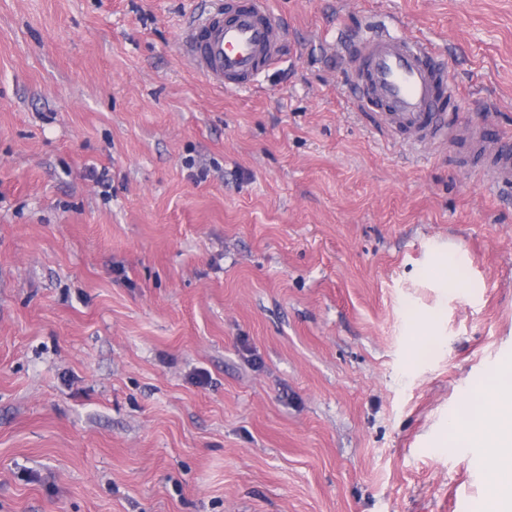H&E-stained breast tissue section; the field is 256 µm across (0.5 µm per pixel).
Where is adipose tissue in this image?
Returning a JSON list of instances; mask_svg holds the SVG:
<instances>
[{
	"label": "adipose tissue",
	"mask_w": 512,
	"mask_h": 512,
	"mask_svg": "<svg viewBox=\"0 0 512 512\" xmlns=\"http://www.w3.org/2000/svg\"><path fill=\"white\" fill-rule=\"evenodd\" d=\"M488 396L494 412L479 421L472 435L476 444L489 435L498 442V453L493 461L494 477L482 512H512V385L496 386L489 390Z\"/></svg>",
	"instance_id": "obj_1"
}]
</instances>
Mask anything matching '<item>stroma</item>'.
<instances>
[{
  "mask_svg": "<svg viewBox=\"0 0 512 512\" xmlns=\"http://www.w3.org/2000/svg\"><path fill=\"white\" fill-rule=\"evenodd\" d=\"M269 2L281 62L221 91L207 0H0V512H479L512 193L392 139L337 41L400 20L512 138V0Z\"/></svg>",
  "mask_w": 512,
  "mask_h": 512,
  "instance_id": "35a3bbf8",
  "label": "stroma"
}]
</instances>
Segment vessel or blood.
I'll return each mask as SVG.
<instances>
[{"label":"vessel or blood","instance_id":"1","mask_svg":"<svg viewBox=\"0 0 512 512\" xmlns=\"http://www.w3.org/2000/svg\"><path fill=\"white\" fill-rule=\"evenodd\" d=\"M188 29L181 52L221 88L249 89L284 52L267 0H213ZM350 75L359 100L392 132L423 148L446 141L459 91L429 40L391 33L358 39L350 50ZM469 150L477 159L474 176L491 188H512V149L487 146L482 129L474 127Z\"/></svg>","mask_w":512,"mask_h":512}]
</instances>
